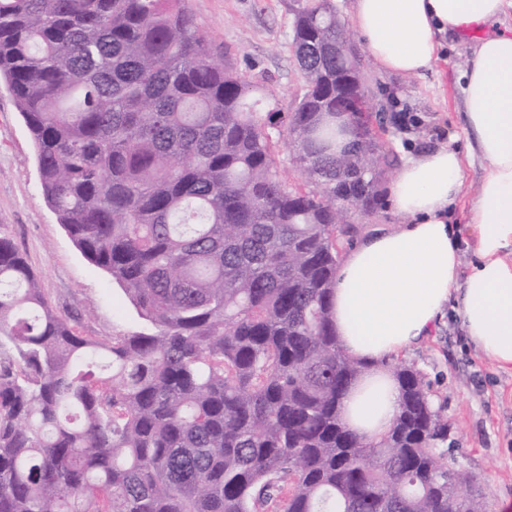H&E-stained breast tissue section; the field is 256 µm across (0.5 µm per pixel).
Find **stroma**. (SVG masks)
<instances>
[{
  "label": "stroma",
  "instance_id": "stroma-1",
  "mask_svg": "<svg viewBox=\"0 0 512 512\" xmlns=\"http://www.w3.org/2000/svg\"><path fill=\"white\" fill-rule=\"evenodd\" d=\"M184 6L226 63L271 90L279 108L294 105L303 91L290 50L298 0H185ZM350 37L374 111L386 118L381 140L395 164L442 145L466 149L461 87L476 35H449L441 58L417 75L382 70L362 36ZM0 234L14 240L52 306L84 334L143 329L122 289L82 256L44 200L34 143L1 80ZM398 359L419 372L448 419L449 464L476 478L486 512H512V373L468 342L450 309L431 336Z\"/></svg>",
  "mask_w": 512,
  "mask_h": 512
}]
</instances>
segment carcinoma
Listing matches in <instances>:
<instances>
[{
  "instance_id": "cac0c4a2",
  "label": "carcinoma",
  "mask_w": 512,
  "mask_h": 512,
  "mask_svg": "<svg viewBox=\"0 0 512 512\" xmlns=\"http://www.w3.org/2000/svg\"><path fill=\"white\" fill-rule=\"evenodd\" d=\"M310 42L320 81L264 112L182 0H0L41 192L145 323L81 335L0 235V512H483L415 369L386 363V432L343 418L371 365L332 320L357 232L336 197L370 214L390 162L370 112L336 152L333 0L297 9L296 62Z\"/></svg>"
}]
</instances>
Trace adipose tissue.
Instances as JSON below:
<instances>
[{"label":"adipose tissue","instance_id":"obj_1","mask_svg":"<svg viewBox=\"0 0 512 512\" xmlns=\"http://www.w3.org/2000/svg\"><path fill=\"white\" fill-rule=\"evenodd\" d=\"M510 10L512 0H353V24L388 72L421 73L439 59L448 34L482 33L462 87L468 155L441 146L407 158L387 187L404 224L364 237L336 271L339 343L372 365L342 409L364 436L386 431L399 411L385 362L430 336L446 306L479 352L512 371V35L483 33ZM470 157L487 171L467 213L476 259L464 274L450 211Z\"/></svg>","mask_w":512,"mask_h":512}]
</instances>
